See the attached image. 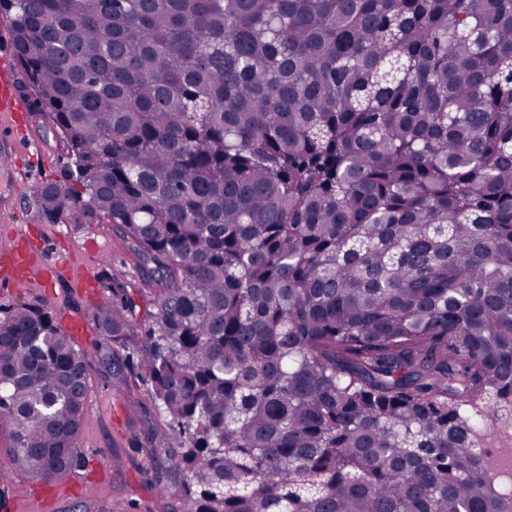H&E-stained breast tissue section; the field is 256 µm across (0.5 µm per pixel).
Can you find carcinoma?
Masks as SVG:
<instances>
[{
  "mask_svg": "<svg viewBox=\"0 0 512 512\" xmlns=\"http://www.w3.org/2000/svg\"><path fill=\"white\" fill-rule=\"evenodd\" d=\"M62 142L39 209L153 295L93 311L176 448L171 512H499L512 438V0H0ZM85 354L0 318L15 469L63 481ZM512 440L504 439L501 437L495 438L491 442L488 453V460L490 466L496 463V459H500L506 454L508 460L506 463L501 464L499 469L493 476V483L498 492V501L500 504V510L503 512H510L512 510ZM503 448H510L508 452L504 451Z\"/></svg>",
  "mask_w": 512,
  "mask_h": 512,
  "instance_id": "cac0c4a2",
  "label": "carcinoma"
}]
</instances>
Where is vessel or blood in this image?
I'll return each mask as SVG.
<instances>
[{
	"mask_svg": "<svg viewBox=\"0 0 512 512\" xmlns=\"http://www.w3.org/2000/svg\"><path fill=\"white\" fill-rule=\"evenodd\" d=\"M30 225L12 229L7 240L0 242V285L7 287L35 280L42 288L66 280L74 289L86 286L93 276L91 268L76 254L47 257L45 249L31 243Z\"/></svg>",
	"mask_w": 512,
	"mask_h": 512,
	"instance_id": "b4317fda",
	"label": "vessel or blood"
}]
</instances>
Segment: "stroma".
Listing matches in <instances>:
<instances>
[{
    "instance_id": "obj_1",
    "label": "stroma",
    "mask_w": 512,
    "mask_h": 512,
    "mask_svg": "<svg viewBox=\"0 0 512 512\" xmlns=\"http://www.w3.org/2000/svg\"><path fill=\"white\" fill-rule=\"evenodd\" d=\"M9 20L0 15V57L7 65L0 66V87H12L23 99L29 113L19 128L22 140H35L41 147L40 180H58L64 173L65 153L46 121L37 110L36 95L23 85V75L11 57ZM9 198L13 208L0 209V229L29 224L45 231V245L60 254L68 249L82 252L94 270L91 289L73 291L61 283L50 292L19 286L0 291V317L20 303L47 306L57 318L72 315L91 316L92 308L109 296V279L121 276L128 259L123 239L108 224L74 226L46 219L41 210L25 196L21 182L0 176V198ZM108 249L110 258L94 259V245ZM94 329H87L77 343L86 354L88 397L77 452L81 467L75 468L65 489H55L51 482L34 479L11 465L6 448L10 434L7 423L0 421V502L16 501L13 512H168V496L164 488L173 487L174 479L164 468L150 469L142 451L146 438L168 440L167 430L157 421L149 388L138 380L135 389H128L122 375L104 364L93 347ZM22 495H15V488Z\"/></svg>"
}]
</instances>
